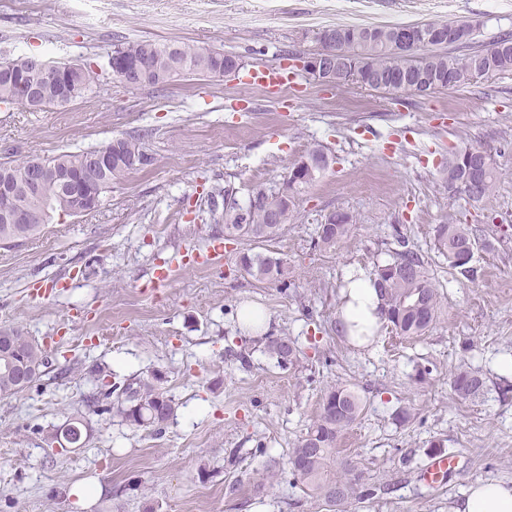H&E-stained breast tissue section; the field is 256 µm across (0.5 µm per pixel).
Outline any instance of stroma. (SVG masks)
<instances>
[{
	"label": "stroma",
	"instance_id": "35a3bbf8",
	"mask_svg": "<svg viewBox=\"0 0 512 512\" xmlns=\"http://www.w3.org/2000/svg\"><path fill=\"white\" fill-rule=\"evenodd\" d=\"M431 21L478 24L475 45L453 49L465 54L512 33V0H0V58L77 63L94 86L63 108L0 106V161L128 134L155 159L98 209L0 247V327L49 352L36 382L0 398V512H327L289 484L261 496L253 485L267 466L287 467L337 384L364 403L337 460L391 486L348 512H453L474 482L512 480V374L500 368L512 357V73L417 96L328 87L294 61L326 27ZM137 39L232 52L245 69L272 64L291 81L255 90L238 73L190 74L130 87L109 57ZM315 146L331 165L265 245L287 259L288 283L256 282L235 268L250 242L224 238V193L243 204L256 187L278 189ZM466 146L491 152L498 171L477 204L449 197L442 173ZM335 212L351 216L349 234L318 249L316 229ZM448 223L480 240L473 278L453 275L433 246ZM400 236L440 288V318L414 339L382 324L372 349L355 348L336 330L344 270L391 261ZM250 303L270 332L296 340L293 365L278 367L260 334L241 329ZM460 367L485 377L482 396L452 392ZM155 376L177 404L162 433L123 421L112 399L86 405L104 385ZM76 417L84 446L58 452L52 435ZM438 447L459 469L428 488L420 472Z\"/></svg>",
	"mask_w": 512,
	"mask_h": 512
}]
</instances>
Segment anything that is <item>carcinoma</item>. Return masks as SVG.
Masks as SVG:
<instances>
[{"instance_id":"carcinoma-1","label":"carcinoma","mask_w":512,"mask_h":512,"mask_svg":"<svg viewBox=\"0 0 512 512\" xmlns=\"http://www.w3.org/2000/svg\"><path fill=\"white\" fill-rule=\"evenodd\" d=\"M455 21L427 22L381 27L336 26L333 45L337 46L346 61L347 71L357 76L356 83L364 88L378 89L376 83L391 76L402 75L411 82L420 80L425 72L420 59L431 57L429 85L432 89L448 86L461 87L481 78L512 72V37L499 38L490 47L462 56L439 52L440 43L430 40L438 28H451ZM407 28L412 41L421 44L414 51H400L396 47L398 32ZM111 57L127 77L142 86H163L187 74H205L223 77L235 71L232 55L204 46L184 43H160L152 40H129L113 45ZM64 70L62 77L52 80L38 66L29 65L25 59L0 60V105H24L29 92L39 96L42 107H63L92 92V80L86 69L78 64L59 63ZM453 84H448V80ZM111 148L106 144L94 150L64 152L43 162L55 166L68 176L74 185L88 194L110 192L127 175L152 165L153 157L142 147L141 139L128 136L120 150L112 152V162L102 169L88 167L86 160L94 153ZM478 148H464L448 155L444 170L448 194L463 195L479 202L493 190L497 169L493 157H488L480 169L477 192L468 193L466 179L456 163V154ZM35 158L0 162V180L8 184L20 201H30L38 207H50L42 212L40 224H1L0 243L26 240L39 234L54 215L71 206L70 192L57 180H48L39 186L31 181V166ZM327 168V155L313 148L289 171L286 180L289 194L312 184L317 175ZM292 201L280 192L264 187L255 189L244 205L229 192H224V239H246L256 244L268 242L281 226L288 223ZM351 217L345 212L333 213L316 231V245L325 250L336 248L348 234ZM476 239L462 224H439L434 230V248L448 262L456 274L470 278L474 270L465 255L475 248ZM402 249L394 252L392 261L377 264L371 271L384 303L385 320L399 336L413 338L424 335L438 318L441 296L428 274L420 253L401 242ZM237 265L241 271L258 281L278 282L288 285V262L280 257L261 253L239 254ZM0 338L15 345L16 358L25 362L38 380L46 367L47 356L30 337L14 327H1ZM264 349L286 368L297 357L295 342L287 336L264 337ZM484 380L477 372L457 369L451 376L450 386L462 399L477 397L483 390ZM116 403L113 408L128 424L150 427L159 432L176 416L177 405L164 395L158 385L149 380L128 383L115 388ZM363 411L361 397L354 388L338 385L328 389L321 399L319 412L288 456V471L269 470L262 480L254 484L256 494H264L282 480L285 473L292 476V485L315 495L330 507V512H346L345 505L354 500L371 499L380 488L368 485L363 473L349 461L336 467V447L344 432L351 428ZM69 444L83 446L80 422H71L60 431Z\"/></svg>"}]
</instances>
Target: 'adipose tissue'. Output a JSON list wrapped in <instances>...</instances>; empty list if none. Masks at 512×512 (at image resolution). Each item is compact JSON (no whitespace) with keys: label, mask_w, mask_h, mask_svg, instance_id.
Instances as JSON below:
<instances>
[{"label":"adipose tissue","mask_w":512,"mask_h":512,"mask_svg":"<svg viewBox=\"0 0 512 512\" xmlns=\"http://www.w3.org/2000/svg\"><path fill=\"white\" fill-rule=\"evenodd\" d=\"M384 321L382 301L369 271L348 267L337 322L359 346L377 336ZM454 512H512V481L480 480L465 492Z\"/></svg>","instance_id":"1"}]
</instances>
